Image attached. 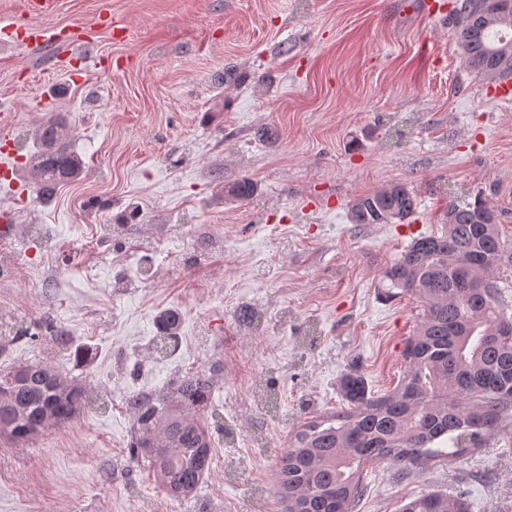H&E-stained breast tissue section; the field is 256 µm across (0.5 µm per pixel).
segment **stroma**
<instances>
[{"label": "stroma", "instance_id": "1", "mask_svg": "<svg viewBox=\"0 0 512 512\" xmlns=\"http://www.w3.org/2000/svg\"><path fill=\"white\" fill-rule=\"evenodd\" d=\"M45 25L90 36L91 55L0 47V120L25 161L31 132L65 115L85 162L50 204L18 174L0 181V368L52 363L107 402L30 448L0 443V512H285L276 466L299 425L342 404L356 366L372 391L406 371L422 317L388 296L384 270L449 204L482 197L512 256V98L461 60L456 0H56ZM129 30L97 26L102 9ZM247 177L254 200L225 185ZM403 183V224H355L352 201ZM170 243L135 271L138 244ZM253 322H243L241 309ZM179 310L173 355L156 317ZM90 348L34 340L44 324ZM203 369L213 464L199 497L178 501L133 463L134 394L167 395ZM353 512H399L429 491L468 512H512V422L487 447L395 478L365 469Z\"/></svg>", "mask_w": 512, "mask_h": 512}]
</instances>
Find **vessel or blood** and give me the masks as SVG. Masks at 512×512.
I'll return each mask as SVG.
<instances>
[{
	"label": "vessel or blood",
	"mask_w": 512,
	"mask_h": 512,
	"mask_svg": "<svg viewBox=\"0 0 512 512\" xmlns=\"http://www.w3.org/2000/svg\"><path fill=\"white\" fill-rule=\"evenodd\" d=\"M34 17L32 20L11 23L0 28V45L22 46L37 50L49 46H66L71 56L84 58L88 41L62 27H49L41 23V16L52 10V0H29Z\"/></svg>",
	"instance_id": "b4317fda"
}]
</instances>
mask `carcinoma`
<instances>
[{
    "label": "carcinoma",
    "instance_id": "carcinoma-1",
    "mask_svg": "<svg viewBox=\"0 0 512 512\" xmlns=\"http://www.w3.org/2000/svg\"><path fill=\"white\" fill-rule=\"evenodd\" d=\"M459 40L465 66L493 78L512 75V20L495 23L486 0H463ZM29 172L45 199L77 180L84 163L69 148V127L48 120L34 132ZM229 192L246 201L254 182L241 178ZM416 199L404 184L355 198L354 224H395L413 214ZM498 215L481 198L451 204L440 233L412 240L384 272L390 288L424 308L416 334L404 348L407 371L391 391L376 393L355 367L341 382L344 404L301 425L280 457L275 489L288 512H351L370 463L401 471L430 460L453 461L487 445L512 419V313L494 271L504 253ZM179 311L158 316L160 343L176 348ZM90 387L52 364L19 361L0 370V440L26 446L47 429L77 415ZM216 386L202 370L184 377L162 399L133 395L136 417L131 459L152 471L172 497L188 500L210 471L212 436L202 412ZM451 443L439 448V443ZM401 512H467L465 502L429 492Z\"/></svg>",
    "mask_w": 512,
    "mask_h": 512
}]
</instances>
